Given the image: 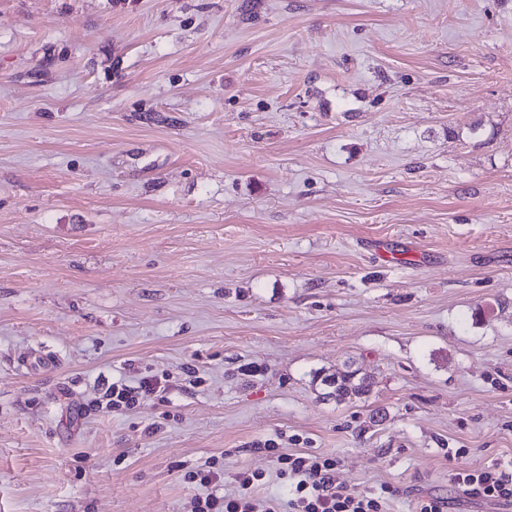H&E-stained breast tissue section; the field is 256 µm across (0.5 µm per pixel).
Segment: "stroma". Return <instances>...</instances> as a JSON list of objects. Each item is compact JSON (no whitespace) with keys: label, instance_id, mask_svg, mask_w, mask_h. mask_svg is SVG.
I'll return each mask as SVG.
<instances>
[{"label":"stroma","instance_id":"1","mask_svg":"<svg viewBox=\"0 0 512 512\" xmlns=\"http://www.w3.org/2000/svg\"><path fill=\"white\" fill-rule=\"evenodd\" d=\"M268 442L501 512L512 0H0V512L284 505ZM356 371H345L332 377L329 384H336L334 394L336 399H343L347 396H359L369 392V383L366 378H356ZM166 381V378L162 375L161 378L157 376L144 377L137 387L114 382L105 391L108 399L105 408L113 413L131 410L141 401L156 395L158 392H163L166 389ZM449 480L464 492L493 502L512 504V462L472 470H455ZM263 480V473L241 472L236 476L237 493L218 496L213 491L198 497L196 512H278L279 503L273 498H259L253 494L255 482Z\"/></svg>","mask_w":512,"mask_h":512}]
</instances>
